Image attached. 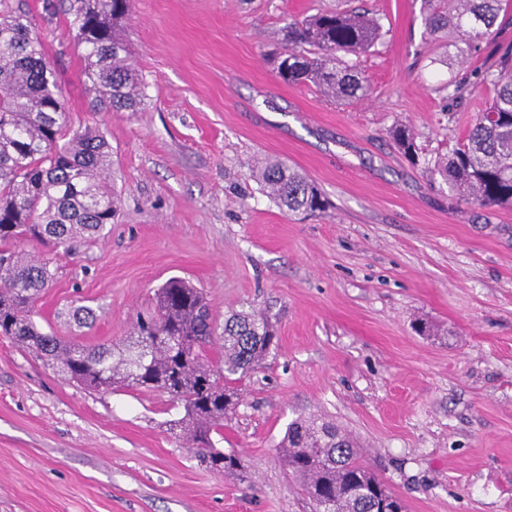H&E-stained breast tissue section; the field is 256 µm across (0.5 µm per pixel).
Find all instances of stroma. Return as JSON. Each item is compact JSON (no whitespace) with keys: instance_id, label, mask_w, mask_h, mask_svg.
Returning <instances> with one entry per match:
<instances>
[{"instance_id":"stroma-1","label":"stroma","mask_w":512,"mask_h":512,"mask_svg":"<svg viewBox=\"0 0 512 512\" xmlns=\"http://www.w3.org/2000/svg\"><path fill=\"white\" fill-rule=\"evenodd\" d=\"M67 3L7 0L32 15L71 127L110 144L121 208L69 255L20 244L55 271L36 323L119 349L177 276L217 316L266 312L278 345L238 383L220 446L240 467L219 473L171 429L166 394L85 390L0 337V512H310L279 457L310 415L352 434L406 512H512V209L451 199L389 136L406 123L431 152L463 137L491 93L447 116L440 88L497 64L495 44L428 42L421 0H133L120 34L146 105L113 114L84 84ZM350 7L386 31L356 61L370 94L340 104L281 81L288 22ZM268 156L325 210L266 196L250 171Z\"/></svg>"}]
</instances>
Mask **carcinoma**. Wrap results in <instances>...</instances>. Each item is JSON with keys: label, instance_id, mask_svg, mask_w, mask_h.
<instances>
[{"label": "carcinoma", "instance_id": "1", "mask_svg": "<svg viewBox=\"0 0 512 512\" xmlns=\"http://www.w3.org/2000/svg\"><path fill=\"white\" fill-rule=\"evenodd\" d=\"M511 6L509 0H424L421 23L430 42L455 35L478 53L496 39ZM130 10L131 0H69V30L83 46L82 76L108 112H137L144 105L142 80L119 34ZM383 36L380 17L353 10L293 20L279 77L313 85L336 102L364 97L370 85L344 56L370 52ZM499 51L501 64L478 72L475 82L450 79L441 87L449 112L478 87L492 89L493 97L450 151L423 162L431 182L457 199L512 209V42L499 44ZM389 134L411 160L420 159L410 127L397 123ZM111 171L110 145L99 129L70 128L30 16L0 9V335L88 389L120 385L168 394L183 409L172 426L183 429L195 456L213 471H234L238 458L216 447L213 435H223L224 418L239 405L236 383L261 367L274 345L262 312H233L221 322L201 289L172 277L157 289L153 312L137 317L131 340L117 351L105 344L71 346L33 319L54 274L49 263L14 247L48 243L68 255L74 243L109 234L118 208ZM252 176L289 212L325 206L316 185L279 159L259 162ZM218 343L224 355L212 361L208 350ZM280 452L312 512H404L354 439L332 423L292 421Z\"/></svg>", "mask_w": 512, "mask_h": 512}]
</instances>
